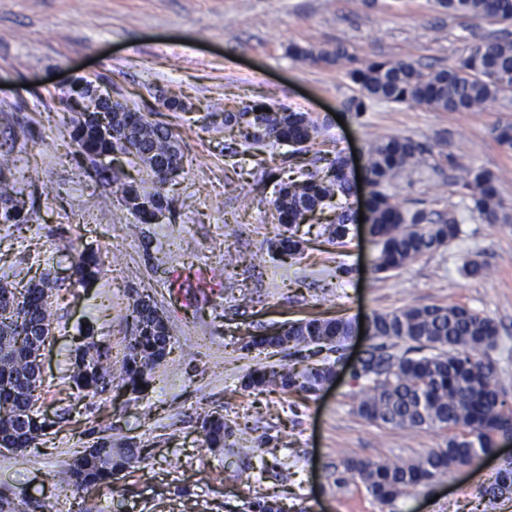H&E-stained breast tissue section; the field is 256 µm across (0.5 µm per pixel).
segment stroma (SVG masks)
I'll return each mask as SVG.
<instances>
[{"label": "stroma", "mask_w": 512, "mask_h": 512, "mask_svg": "<svg viewBox=\"0 0 512 512\" xmlns=\"http://www.w3.org/2000/svg\"><path fill=\"white\" fill-rule=\"evenodd\" d=\"M506 31L449 14L436 0H0V148L10 151L11 179L33 211L30 223L0 224V283L19 288L46 269L68 282L77 250L114 258L92 287L61 293L53 305L38 405L61 422L39 452L0 448V499L24 512V499L52 495L60 512H78L79 496L54 475L111 437L141 449L143 459L91 492L103 512H249L259 499L284 512H481L512 442L386 507L358 481L337 484V465L407 460L440 446L442 431L368 424L344 373L316 396L246 391L242 381L257 367L285 363L284 353L246 343L288 323L462 304L497 323L500 341L488 356L512 402V224L469 216L458 187L469 168H485L512 209V150L491 133L512 122V95L478 112L377 101L358 112L349 106L358 87L342 67L288 53L292 45H341L359 58L446 67ZM79 77L108 85L132 108L155 105L164 92L186 103L157 116L178 130L184 154V171L167 188L171 210L158 221L137 223L112 199V184L71 161V115L59 95L64 81ZM255 100L318 121L304 155L283 144H232L217 112ZM372 135L426 146L420 168L396 178L392 191L412 209L456 212L458 239L377 276L363 226L351 225L340 247L329 214L319 213L299 228L302 253L281 257L275 243L284 229L273 217L267 172L285 179L319 156L352 157ZM229 179L241 195L225 194ZM228 251L238 258L229 269ZM467 258L485 263V274L461 275ZM139 295L167 314L170 354L142 393L116 383L77 396L68 376L80 332L94 328L122 357L123 315ZM214 411L233 430L216 452L204 447L200 428Z\"/></svg>", "instance_id": "1"}]
</instances>
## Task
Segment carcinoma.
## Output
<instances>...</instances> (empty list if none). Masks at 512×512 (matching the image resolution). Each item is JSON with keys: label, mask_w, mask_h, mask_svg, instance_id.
<instances>
[{"label": "carcinoma", "mask_w": 512, "mask_h": 512, "mask_svg": "<svg viewBox=\"0 0 512 512\" xmlns=\"http://www.w3.org/2000/svg\"><path fill=\"white\" fill-rule=\"evenodd\" d=\"M448 12L478 22H512V0H438ZM288 54L312 64L349 68L359 97L352 104L360 110L368 101L416 104L442 112H475L501 96L512 93V39L492 38L476 45L452 67H423L408 60H360L342 47L313 50L291 46ZM87 81L76 79L61 101L63 110L75 112L84 100ZM224 129L237 134L246 145L279 142L306 148L320 134V126L307 112L265 103L246 104L224 111ZM74 154L91 158L122 154L137 161L153 184L145 180L119 181L110 169H95L99 178L117 184L127 210L140 224H152L156 215L169 210L165 186L173 173L183 171V153L176 133L152 119V113L121 103L106 120L96 117L72 121ZM427 148L405 136H376L361 157L359 173L369 183L365 217L370 241L377 247L372 271L377 275L399 270L416 258L450 245L460 233L452 212L432 218L422 210L403 208L390 187L405 171L414 170ZM6 159L0 158V224H27L31 217L23 202L14 198L6 177ZM497 177L483 168L467 171L460 183L469 202V212L489 224H511L497 193ZM356 178L347 177L340 159L322 171L278 183L273 200L277 223L290 230L277 242V250L294 257L303 242L293 229L323 211L333 199H349ZM352 220L350 208L336 212L333 239L343 243ZM104 272V261L94 252L79 251L72 261L70 285L87 287ZM147 296L133 299L126 319L135 333L124 339V357L119 378L131 393L142 391L150 372L170 353V330L152 316ZM373 329L363 349L359 367L351 378V396L356 413L379 427L423 430L438 428L446 433L443 445L401 461L372 462L348 458L344 472L352 473L371 497L392 507L404 494L427 487L449 472L472 464L491 453L497 438L512 432V405L500 391L493 365L483 358L495 348L496 322L465 305H419L376 313ZM52 324L51 301L46 281L17 291L0 285V447L16 453L38 450L39 441L55 421L34 406V392L45 379L36 375L32 339ZM282 350L296 354L310 348L315 353H335L322 364L297 370L290 366H261L245 378L244 388L275 386L285 392L316 394L342 365L340 351L355 336L354 322L339 318L303 319L288 324ZM405 342L409 347L395 350ZM92 331L83 335L74 349L69 383L84 396L102 392L100 382L112 378L111 351L99 347ZM204 445L211 451L224 448L232 430L224 416L203 417ZM141 457L139 448H114L112 439H100L76 454L59 473L61 482L77 493L102 484L133 467ZM512 490V463L500 473L496 486L485 492L482 512H496L498 498Z\"/></svg>", "instance_id": "cac0c4a2"}]
</instances>
